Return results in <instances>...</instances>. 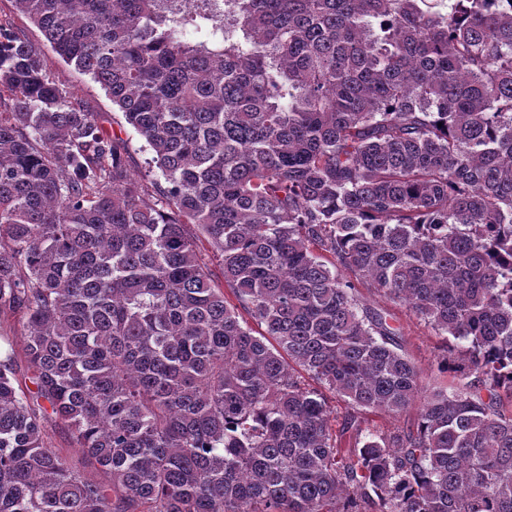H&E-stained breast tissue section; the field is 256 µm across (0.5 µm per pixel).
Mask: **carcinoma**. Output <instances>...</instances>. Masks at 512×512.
Returning a JSON list of instances; mask_svg holds the SVG:
<instances>
[{"mask_svg":"<svg viewBox=\"0 0 512 512\" xmlns=\"http://www.w3.org/2000/svg\"><path fill=\"white\" fill-rule=\"evenodd\" d=\"M14 2L165 186L0 17V512H512V0ZM12 16L17 27L24 30L26 36L33 42L41 44L43 63L55 78L71 90L75 91L83 106L89 112H96L102 130L109 136H117L125 141L127 153L124 160L127 169L134 177L144 178L149 187L151 179L158 178L165 186L160 172L154 167L153 172L146 177L148 171L147 159L151 158L148 150L141 147L143 141L135 130L126 123L122 112H119L112 101L105 95L98 84L94 83L88 75L81 74L73 66L65 64L52 50L40 31L23 16L17 15L12 0H0V16ZM363 304L369 307L384 308L393 316L392 323L400 325L404 334V350L416 363L420 379L425 386H446L449 374L437 370L438 358L443 354L444 342L433 330L403 306L394 304L383 294L357 285ZM11 328V331H10ZM2 334H8L10 339L13 340L14 343V349H15V357H16V364H17V372H18V378L22 382L23 387L24 385V374H26V362L24 359V355L21 351V332L22 328L17 323L16 319L9 317L8 319L5 318V320H2ZM362 428L368 427L374 430L387 431L394 427H406L411 425L417 418V406L412 407L406 414L399 418H392L380 413H364L356 414ZM365 420V423L362 421ZM46 436L48 442L52 445V448H56L63 455L67 456L73 463H81L82 456L75 448L72 447L70 431L68 427L60 423L48 421L46 424Z\"/></svg>","mask_w":512,"mask_h":512,"instance_id":"cac0c4a2","label":"carcinoma"}]
</instances>
